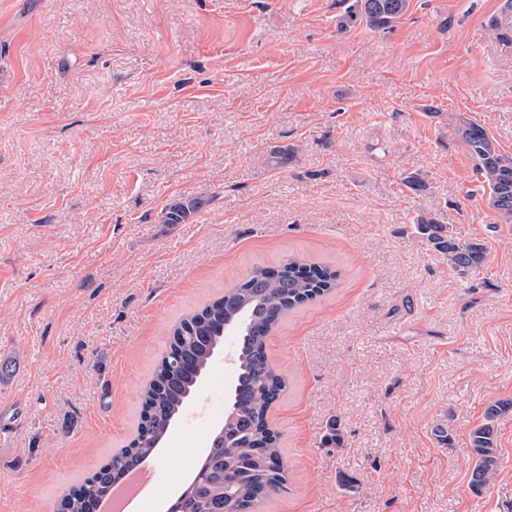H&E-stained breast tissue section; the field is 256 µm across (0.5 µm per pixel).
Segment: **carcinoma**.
<instances>
[{
    "label": "carcinoma",
    "instance_id": "carcinoma-1",
    "mask_svg": "<svg viewBox=\"0 0 512 512\" xmlns=\"http://www.w3.org/2000/svg\"><path fill=\"white\" fill-rule=\"evenodd\" d=\"M409 6L410 0H352L337 19V28L341 32L357 25L371 31L392 29ZM451 133L468 146L483 192L488 194V207L499 222L512 224V155L499 148L484 126L461 114ZM295 154L292 146L275 147L266 160L273 168H284ZM403 185L418 194L427 186L426 175L412 172ZM202 206L198 198L178 201L161 211L162 222L182 224ZM414 228L461 275L474 273L487 262L484 244L460 241L449 225L431 215L417 216ZM338 278L339 272L329 266L301 260L257 268L223 296L183 319L142 393L137 435L80 485L61 495L56 512H98L121 475L154 455L180 407L210 367L212 351L223 345L224 329L238 324V374L224 414V438L211 442L194 478L176 497L177 512H255L272 493L286 488L288 465L280 448V432L268 415L287 381L269 363L266 342L285 313L331 292ZM511 409L508 402L490 406L485 423L470 433V484L476 490L490 485L500 467L494 422Z\"/></svg>",
    "mask_w": 512,
    "mask_h": 512
}]
</instances>
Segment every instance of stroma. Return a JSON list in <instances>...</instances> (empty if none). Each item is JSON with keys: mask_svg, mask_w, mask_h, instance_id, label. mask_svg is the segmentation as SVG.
I'll list each match as a JSON object with an SVG mask.
<instances>
[{"mask_svg": "<svg viewBox=\"0 0 512 512\" xmlns=\"http://www.w3.org/2000/svg\"><path fill=\"white\" fill-rule=\"evenodd\" d=\"M502 5L411 0L394 29L341 33L344 0H0V364L20 367L0 512H53L135 434L172 327L291 257L340 280L269 338L289 472L260 512H512V415L494 483L469 485L470 432L512 400V224L450 128L464 115L512 154ZM182 198L204 205L162 223ZM422 213L484 243L483 270L416 238ZM236 345L149 461L165 490L224 422Z\"/></svg>", "mask_w": 512, "mask_h": 512, "instance_id": "35a3bbf8", "label": "stroma"}]
</instances>
